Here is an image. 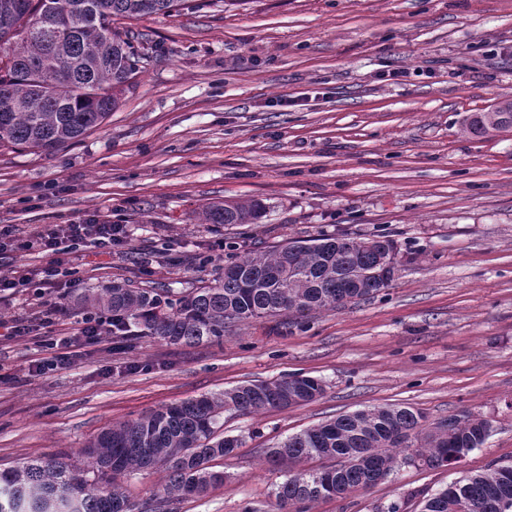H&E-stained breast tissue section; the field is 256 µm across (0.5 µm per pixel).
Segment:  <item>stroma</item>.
<instances>
[{
    "instance_id": "stroma-1",
    "label": "stroma",
    "mask_w": 512,
    "mask_h": 512,
    "mask_svg": "<svg viewBox=\"0 0 512 512\" xmlns=\"http://www.w3.org/2000/svg\"><path fill=\"white\" fill-rule=\"evenodd\" d=\"M145 58L102 129L45 153L0 148V224L32 233L85 215L127 225L111 252L70 256L80 287L213 282L215 240L265 251L324 234L390 235L400 270L373 298L229 324L219 341L110 336L64 368L31 367L74 337L0 335V470L60 456L87 467L103 429L249 381L301 374L316 400L224 415L240 439L214 461L224 482L176 512H274L288 472L266 453L359 409L409 406L435 423L461 411L491 434L460 463L408 459L383 481L310 512H421L450 483L512 463V130L463 118L512 96V0H187L122 20ZM255 200L256 224H206L204 205ZM165 497L157 465L123 477Z\"/></svg>"
}]
</instances>
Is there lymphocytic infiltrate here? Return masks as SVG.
<instances>
[{
  "label": "lymphocytic infiltrate",
  "mask_w": 512,
  "mask_h": 512,
  "mask_svg": "<svg viewBox=\"0 0 512 512\" xmlns=\"http://www.w3.org/2000/svg\"><path fill=\"white\" fill-rule=\"evenodd\" d=\"M129 231L126 225L92 215L67 224H45L30 235H21L12 224L0 225V252H24L32 249L51 255L52 261L39 273L15 268L0 273V294L12 296L33 294L42 299L43 310L39 324L18 318L6 327L10 336H24L34 327H48L64 314L68 283L60 279V269L67 265L68 256L81 247L110 249L125 244Z\"/></svg>",
  "instance_id": "1"
}]
</instances>
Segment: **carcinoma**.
I'll use <instances>...</instances> for the list:
<instances>
[{
  "label": "carcinoma",
  "instance_id": "obj_1",
  "mask_svg": "<svg viewBox=\"0 0 512 512\" xmlns=\"http://www.w3.org/2000/svg\"><path fill=\"white\" fill-rule=\"evenodd\" d=\"M181 0H0V146L51 151L81 141L101 128L137 74L140 53L133 37L113 27L119 19L169 14ZM512 128V99L463 121L484 136L487 128ZM259 203H210L207 224H251L263 217ZM396 242L322 235L294 240L264 253L239 255L211 284L177 298L171 290L131 282L88 288L74 302L122 317L145 336L187 345L224 337L226 324L288 313H311L366 299L390 287L396 273L380 275ZM321 382L295 375L246 382L216 395L165 406L102 430L87 446L91 468L59 457L30 460L0 471V512H142L120 478L158 461L168 464L166 498L201 495L224 482L211 461L240 443L220 434L224 412L242 414L307 403L321 396ZM448 428L426 426L408 406H381L337 416L288 437L267 451L273 466L314 457L333 459L322 470H302L277 485V512H306L321 499L343 498L384 480L399 450L431 468L459 463L484 445L488 420L462 411L444 419ZM378 452L371 453L369 449ZM94 478L89 480L86 474ZM422 512H512V465H499L428 498Z\"/></svg>",
  "mask_w": 512,
  "mask_h": 512
}]
</instances>
